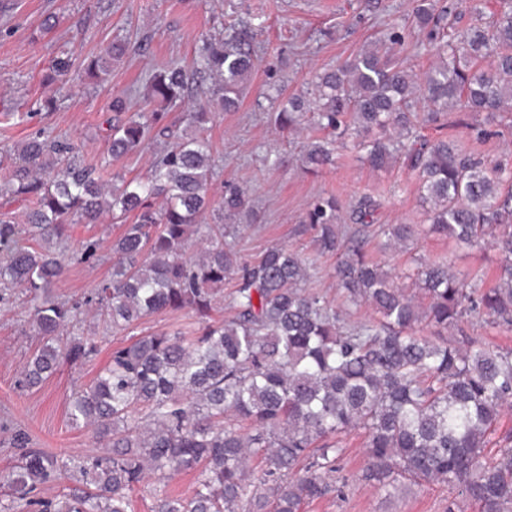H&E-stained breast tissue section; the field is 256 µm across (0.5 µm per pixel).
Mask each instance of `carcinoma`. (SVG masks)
Instances as JSON below:
<instances>
[{"mask_svg": "<svg viewBox=\"0 0 512 512\" xmlns=\"http://www.w3.org/2000/svg\"><path fill=\"white\" fill-rule=\"evenodd\" d=\"M475 22L448 24L440 0H416L411 25L436 61L422 74L391 60L378 39L344 63L314 76L310 97L280 103V131L304 117L322 136L303 156L313 172L336 164L337 144L353 140L363 161L384 168L401 159L417 173L420 198L430 204L424 232L498 256L496 283L479 288L446 262L416 267L426 307L370 262L364 252L380 203L361 197L344 219L339 201L318 197L305 222L319 255L336 257V286L353 305L376 317L347 323L328 298L307 287L309 259L284 245L255 262L242 260L230 223L252 210L242 189L221 201L209 196L212 145L204 135L217 113L188 114L195 128L163 147L147 176L112 175L85 165L67 139L37 133L13 152H0V194L30 203L23 219L0 214V290L33 295L31 328L40 345L24 380L37 386L65 363L97 351L94 337H65L81 312L48 296L73 260L97 255L100 240L68 250L67 229L105 213L133 217L112 242V272L85 298L116 334L130 333L164 311L193 312L205 324L192 336L154 332L112 351L90 385L67 407L70 424L107 441V451L72 461L85 488L68 498L33 500L58 462L26 451L9 484L38 512H129V494L147 477L159 490L152 512H301L335 491L327 477L341 453L331 438L360 430L365 480L380 488L410 477L447 484L480 512H512V434L497 435L501 412L512 407V350L469 339L458 346L416 336L427 322L457 329L484 313L512 326V160L494 163L461 153L453 140H430L417 127L443 126L448 113L512 115V0H499L485 19L486 0H465ZM123 46L92 58L85 73L99 79ZM204 70L218 83L212 96L226 112L239 107L238 89L251 72L241 34L202 45ZM147 96L171 105L188 89L185 73L168 67L146 82ZM105 141L112 157L136 152L149 136L166 135L163 112L120 118L112 101ZM212 213L213 223L202 218ZM387 244L413 242L412 224H384ZM202 244L187 254L192 240ZM229 319L210 321L224 282ZM179 472L196 473L192 495L167 493ZM260 477L253 478L254 473Z\"/></svg>", "mask_w": 512, "mask_h": 512, "instance_id": "cac0c4a2", "label": "carcinoma"}]
</instances>
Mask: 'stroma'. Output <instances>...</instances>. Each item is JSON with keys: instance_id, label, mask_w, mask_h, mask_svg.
Here are the masks:
<instances>
[{"instance_id": "obj_1", "label": "stroma", "mask_w": 512, "mask_h": 512, "mask_svg": "<svg viewBox=\"0 0 512 512\" xmlns=\"http://www.w3.org/2000/svg\"><path fill=\"white\" fill-rule=\"evenodd\" d=\"M413 0H0V150L12 149L31 133L47 129L81 147L83 159L99 166L104 179L146 175L159 147L150 144L136 153L110 159L104 140L113 99H122L127 114L165 109L174 129L187 127L186 114L194 101L208 96L215 84L198 59L203 42L223 38L234 30L247 31L254 67L244 83L238 111L223 113L210 124L216 175L210 192L221 198L226 186L246 189L253 214L241 216L235 240L240 255L257 259L268 247L285 245L313 255V233L303 224L308 204L319 195L333 194L343 209L363 195L380 200L379 224L427 226L426 207L417 192V177L403 164L374 170L356 150L341 149L334 169L311 174L300 161L314 136L309 126L284 134L271 119L278 101L305 91L310 79L342 63L359 49L394 27L410 25ZM57 17L44 30L47 17ZM127 42L124 55L112 63L106 81L87 77L84 61L112 42ZM72 63L66 83H47L45 75L56 58ZM182 66L189 85L182 102L166 107L147 97L145 82L154 70ZM53 100L52 110L41 107ZM490 130L478 139V129ZM499 118L481 112L461 118L451 113L444 128L424 127L429 139L450 138L467 152L495 159L512 155V135H500ZM124 231L122 223L103 216L95 224H76L72 241L102 240L93 263L74 262L51 288L61 301L76 302L103 280L112 266V241ZM365 252L394 273L417 265L445 261L457 272L495 282L497 255L491 250L467 249L436 235H420L414 244L391 247L381 235L369 237ZM310 287L326 293L337 307L346 308L348 321L371 317L370 307L346 305L332 276L334 256L315 257ZM29 298L9 292L0 302V512H20L7 480L18 461L17 434L31 448L65 464L73 456L102 448L90 431L71 427L67 402L75 390L90 384L110 360L112 350L130 343L127 335H112L100 317L83 314L77 333L94 336L99 352L92 361L67 364L36 387L22 383L21 372L39 341L29 331ZM512 349V327L495 324L484 315L469 317L444 339L458 344L461 337ZM343 452L335 473L341 494L305 505L303 512H479L477 505L440 483L401 480L398 488L381 489L361 478L365 464L363 435L342 438Z\"/></svg>"}]
</instances>
